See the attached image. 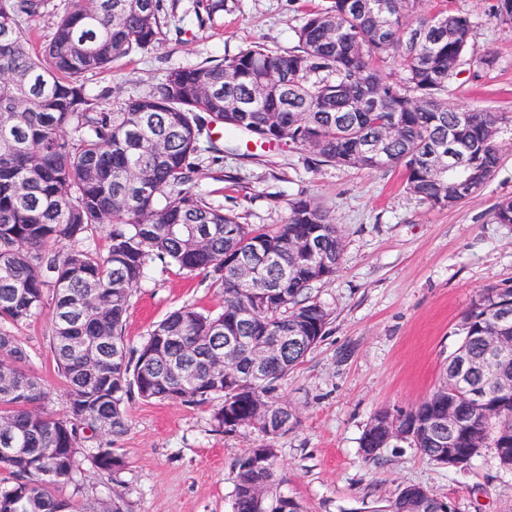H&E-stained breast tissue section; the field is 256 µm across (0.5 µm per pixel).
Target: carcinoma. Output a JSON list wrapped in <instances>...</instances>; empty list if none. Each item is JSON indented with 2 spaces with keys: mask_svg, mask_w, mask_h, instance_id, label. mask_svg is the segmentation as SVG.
I'll use <instances>...</instances> for the list:
<instances>
[{
  "mask_svg": "<svg viewBox=\"0 0 512 512\" xmlns=\"http://www.w3.org/2000/svg\"><path fill=\"white\" fill-rule=\"evenodd\" d=\"M422 4L325 0L305 12L288 52L258 43L218 63L176 68L106 111L85 77L153 44L163 0H69L40 49L32 22L48 0H0V512H131L121 497L72 501L59 489L80 488L86 461L101 480L118 481L124 461L112 443L126 432V404L136 398L211 403L222 432L256 426L270 439L288 432L294 415L274 393L326 333L330 314L305 292L335 276L338 230L306 197L289 204L273 232L239 223L191 191L195 157L220 123L225 136L246 132L261 148L287 141L315 165L399 166L407 191L440 209L477 196L502 161L499 118L448 101L475 24L467 13ZM493 17L512 24V0H495ZM384 60L396 73L374 66ZM234 100L251 108L233 115L226 106ZM389 128L396 133L386 139V159L359 151ZM450 144L463 160L431 168L428 157ZM492 218L512 227V197L495 204ZM102 225L103 256L86 245ZM243 259L252 266L246 279ZM156 260L211 274L224 306L216 314L176 309L131 348L124 317ZM49 292L50 348L66 387L61 414L46 407L47 392L11 332ZM505 304L512 309V288L484 289L435 390L392 417L399 439L439 465L448 458L429 422L453 400L455 448L474 459L493 448L499 467L512 470V391L478 368L454 371L460 360L485 355L486 337L501 333L495 308ZM278 336L305 344L265 359L255 375L254 349ZM474 388L484 391V405L468 403ZM269 413L281 419L268 423ZM388 417L376 414L360 438L367 463L390 445L381 427ZM97 436L105 443L88 447ZM276 457L268 443L237 459L233 512L288 504V496H269ZM436 502L409 485L371 512H429Z\"/></svg>",
  "mask_w": 512,
  "mask_h": 512,
  "instance_id": "carcinoma-1",
  "label": "carcinoma"
}]
</instances>
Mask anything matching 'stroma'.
Segmentation results:
<instances>
[{"instance_id": "stroma-1", "label": "stroma", "mask_w": 512, "mask_h": 512, "mask_svg": "<svg viewBox=\"0 0 512 512\" xmlns=\"http://www.w3.org/2000/svg\"><path fill=\"white\" fill-rule=\"evenodd\" d=\"M319 0H227L204 27L176 34L192 0H164L166 23L154 45L85 79L104 107L162 82L174 68L221 61L261 43L279 52L295 44L305 8ZM494 0H430L469 13L476 28L468 53L493 52L495 66L464 70L449 101L482 108L501 119L502 165L483 191L448 210L431 207L405 189L402 169L317 166L305 150L280 144L249 146L247 134L202 146L192 191L238 221L273 229L292 200L306 197L328 211L342 238L339 272L314 283L311 300L330 314L315 348L278 384L276 396L295 414L292 428L268 441L258 430L216 431L212 407L185 402L127 406V431L115 442L125 467L119 484L92 469L83 474L87 499L121 493L133 512H232L234 465L249 448L274 443V494L295 498L304 512H364L408 484L452 502L456 512H512V471L483 449L465 469L436 465L403 442L365 463L359 439L376 413L408 410L439 380L441 364L458 346L462 316L489 287H512V229L493 223L491 210L512 197V26L490 20ZM190 305L220 311L224 298L212 277L154 263L130 300L124 336L139 347L152 326ZM51 305L13 330L29 368L57 412L65 387L49 347Z\"/></svg>"}]
</instances>
